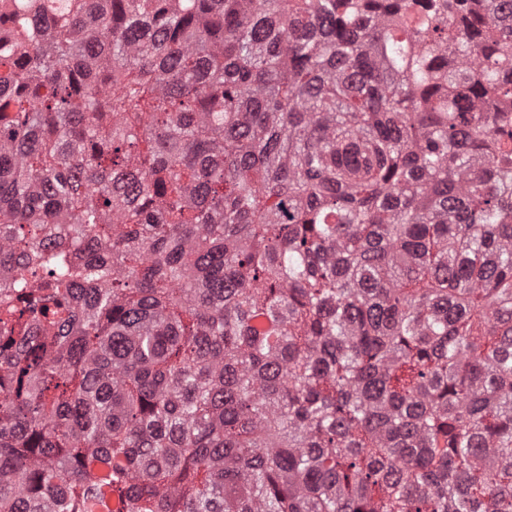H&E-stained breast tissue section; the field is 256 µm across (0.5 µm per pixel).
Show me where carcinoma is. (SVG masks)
Masks as SVG:
<instances>
[{
	"label": "carcinoma",
	"instance_id": "1",
	"mask_svg": "<svg viewBox=\"0 0 512 512\" xmlns=\"http://www.w3.org/2000/svg\"><path fill=\"white\" fill-rule=\"evenodd\" d=\"M0 22V512H512V0Z\"/></svg>",
	"mask_w": 512,
	"mask_h": 512
}]
</instances>
